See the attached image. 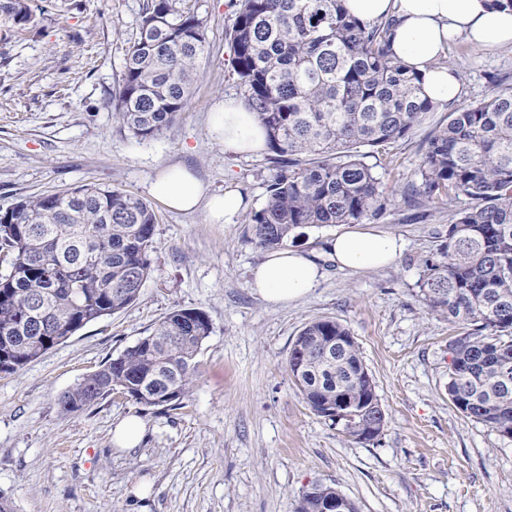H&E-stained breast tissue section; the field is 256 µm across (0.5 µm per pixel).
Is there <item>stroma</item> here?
I'll return each instance as SVG.
<instances>
[{
    "label": "stroma",
    "mask_w": 512,
    "mask_h": 512,
    "mask_svg": "<svg viewBox=\"0 0 512 512\" xmlns=\"http://www.w3.org/2000/svg\"><path fill=\"white\" fill-rule=\"evenodd\" d=\"M143 2L32 0L39 32L0 24V210L102 183L153 202L158 215L139 298L0 373V491L16 512H292L322 483L357 512H512V439L449 400L448 343L457 330L427 310L419 288L424 258L469 201L412 210L401 198L448 112L512 86V46L451 44L459 99L427 113L408 137L366 148L389 202L362 228L397 235V261L338 269L325 254L336 227L309 229L295 247L317 257L323 276L305 298L275 306L251 286L265 252L248 218L263 207L277 165L265 151L225 152L208 126L224 98L242 95L230 0H187L206 24V50L188 107L148 140L124 130L110 104ZM168 164L191 169L211 191L235 189L240 211L224 224L170 211L151 190ZM176 308L201 310L212 324L180 408L143 410L115 392L81 412L62 409L63 393ZM320 317L343 323L359 344L386 414L377 441H351L316 416L288 375L296 336ZM129 415L142 420L144 436L122 450L114 428Z\"/></svg>",
    "instance_id": "35a3bbf8"
}]
</instances>
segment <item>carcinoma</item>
<instances>
[{
  "mask_svg": "<svg viewBox=\"0 0 512 512\" xmlns=\"http://www.w3.org/2000/svg\"><path fill=\"white\" fill-rule=\"evenodd\" d=\"M232 65L257 113L278 169L249 218L255 245L288 246L305 228L361 224L388 198L360 154L405 138L437 104L421 77L390 53L396 18L364 22L343 0H232ZM38 25L30 0H0V17ZM206 26L184 0H146L138 36L112 95L120 124L147 140L188 105ZM306 160H301V156ZM412 196L447 206L448 234L424 261L427 310L463 325L448 343V399L464 416L512 432V87L448 113L429 139ZM157 214L107 184L26 197L0 211V373H11L86 325L134 303L151 273ZM212 332L206 314L175 309L146 336L60 397L66 412L114 391L143 407L174 410L190 392L197 355ZM340 337L325 371L323 337ZM288 375L313 413L335 421L344 391L358 401L342 433L374 440L365 407L377 399L354 336L333 318L307 322ZM339 490L314 484L294 512H322Z\"/></svg>",
  "mask_w": 512,
  "mask_h": 512,
  "instance_id": "cac0c4a2",
  "label": "carcinoma"
}]
</instances>
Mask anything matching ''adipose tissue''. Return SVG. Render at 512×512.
<instances>
[{
  "label": "adipose tissue",
  "mask_w": 512,
  "mask_h": 512,
  "mask_svg": "<svg viewBox=\"0 0 512 512\" xmlns=\"http://www.w3.org/2000/svg\"><path fill=\"white\" fill-rule=\"evenodd\" d=\"M347 10L364 21L389 15L398 23L391 50L422 75L423 91L438 104L456 100L461 86L454 66L442 64L449 42L462 38L478 47L512 45V10L493 7L492 0H344ZM214 142L235 154L265 147V131L255 112L241 100L228 99L209 117ZM153 193L176 212L204 210L214 224L237 213L242 200L232 189L208 193L182 166L163 168L151 185ZM401 250L397 237L349 230L330 242V255L343 269L362 271L387 266ZM320 268L293 248L271 251L253 273L252 288L268 303L297 300L314 288Z\"/></svg>",
  "instance_id": "1"
}]
</instances>
